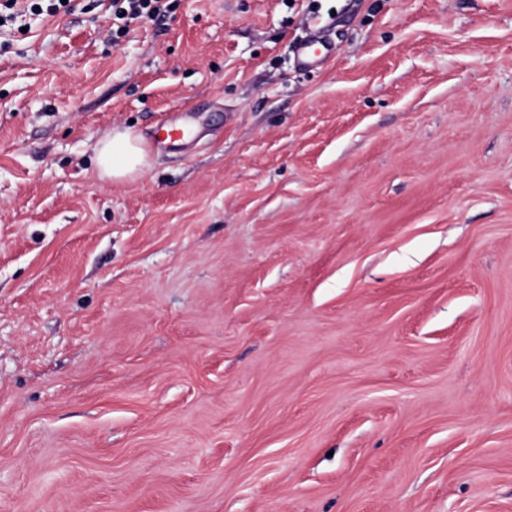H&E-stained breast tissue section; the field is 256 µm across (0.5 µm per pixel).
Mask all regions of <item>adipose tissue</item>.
Segmentation results:
<instances>
[{
    "label": "adipose tissue",
    "instance_id": "ef3b65f1",
    "mask_svg": "<svg viewBox=\"0 0 512 512\" xmlns=\"http://www.w3.org/2000/svg\"><path fill=\"white\" fill-rule=\"evenodd\" d=\"M100 179L133 181L149 167V150L134 128H115L101 137L94 157Z\"/></svg>",
    "mask_w": 512,
    "mask_h": 512
}]
</instances>
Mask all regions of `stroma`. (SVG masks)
I'll list each match as a JSON object with an SVG mask.
<instances>
[{
    "mask_svg": "<svg viewBox=\"0 0 512 512\" xmlns=\"http://www.w3.org/2000/svg\"><path fill=\"white\" fill-rule=\"evenodd\" d=\"M113 24L0 27V512H512V0ZM296 53L299 66L312 67L335 55L336 45L313 36L298 44ZM94 162L100 179L135 181L149 168V150L134 128H114L99 139Z\"/></svg>",
    "mask_w": 512,
    "mask_h": 512,
    "instance_id": "1",
    "label": "stroma"
}]
</instances>
